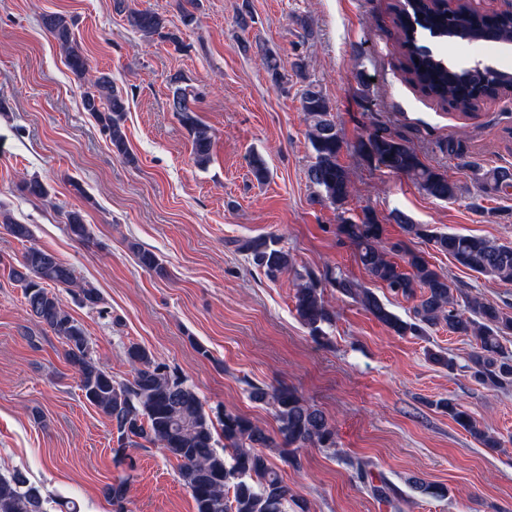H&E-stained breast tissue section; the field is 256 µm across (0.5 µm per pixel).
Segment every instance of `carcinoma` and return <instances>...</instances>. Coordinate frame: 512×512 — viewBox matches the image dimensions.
<instances>
[{"label": "carcinoma", "instance_id": "obj_1", "mask_svg": "<svg viewBox=\"0 0 512 512\" xmlns=\"http://www.w3.org/2000/svg\"><path fill=\"white\" fill-rule=\"evenodd\" d=\"M117 8L127 11L130 27L145 39L155 36L176 49L183 47L180 27L166 16L149 9L132 8L117 0ZM199 0H178L180 22L188 27L196 23ZM42 25L56 41L69 70L89 84L84 109L108 134L112 152L128 163L135 162L124 131L127 103L124 92L106 75L92 76L88 57L79 48L72 22L61 13L44 15ZM397 26L402 34L401 66L410 82L424 95L449 107L474 111L493 94L512 92V73L507 71L470 72L447 63L427 46L420 44L423 33L431 37L455 38L482 43L512 41V15L493 16L462 4L453 13L440 0H412L397 8ZM256 49L272 79L282 81L281 62L272 50L243 40L239 49ZM170 107L192 141L195 163L206 166L212 156L214 138L211 129L196 114L202 93L181 74L170 78ZM301 108L310 120L309 141L314 161L308 169L310 182L322 198L341 207L351 195L348 170L339 162L344 141L336 126V113L329 100L312 84L301 92ZM354 150L375 166L409 177L427 195L448 201L458 193L446 173L427 165L399 135L378 129L360 137ZM254 179L262 184L269 178L265 160L254 154L250 160ZM471 168L487 195L512 194V168L486 170L478 164ZM21 190L35 198L48 197L49 188L34 176L22 181ZM396 223L405 232L459 266L479 275L512 282V244L454 232H443L428 224H411L402 215ZM0 227L13 238L29 242L33 231L28 224L13 219L0 204ZM70 236L86 243L90 226L79 211L66 215ZM339 232L354 247L357 259L371 276L390 293L416 301L413 315L401 319L369 289L333 271L324 279L345 297L360 302L366 311L399 336H424L439 325L448 333L466 338L472 352L463 368L477 382L493 388L512 386V354L504 351L501 339L512 334V312L486 303L476 296L459 299L448 277L430 264L422 250H411L396 243L392 250L403 253V263L388 257L384 225L367 210L357 221L346 220ZM236 249L274 280L293 269L292 258L275 236L236 241ZM138 264L158 276L167 274L152 251L133 247ZM10 279L21 289L26 312L43 329L53 333L63 345L64 357L79 379L85 400L102 413L118 433L119 447H155L176 459L180 477L191 494L196 512H309L305 501L273 468L268 453L274 452L296 469L302 468L300 451L308 447L336 449L335 428L323 412L306 402L294 389L284 385H250L249 396L270 407L277 423L271 433L250 418L222 407L209 413L204 409L196 388L177 370L159 361L145 347L132 343L125 351L132 378L117 381L112 371L92 355L84 325L72 314L71 305L104 312V299L97 288L77 281L74 269L53 253L30 245L18 264L10 267ZM294 310L311 336L325 335L334 312L324 300L318 280L312 275L295 274ZM436 406L475 438L483 447L498 450L501 438L457 404L440 400ZM377 496L400 510L407 503L387 483L375 488ZM128 487L119 480L106 485L104 494L124 512ZM50 500L39 487L30 483L25 472L15 469L0 474V512H49Z\"/></svg>", "mask_w": 512, "mask_h": 512}]
</instances>
